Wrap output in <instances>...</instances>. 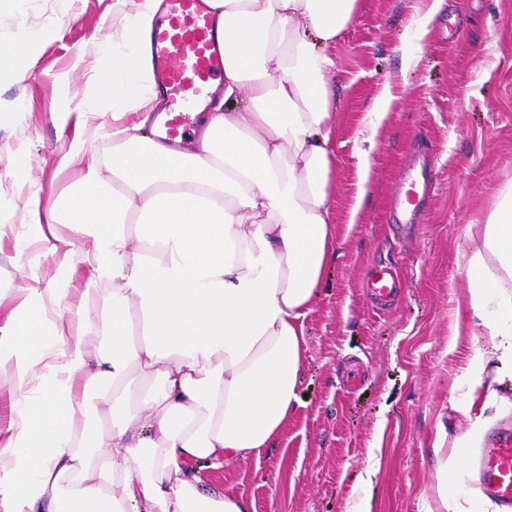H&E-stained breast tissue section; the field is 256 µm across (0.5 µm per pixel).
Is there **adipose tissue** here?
Here are the masks:
<instances>
[{"mask_svg": "<svg viewBox=\"0 0 512 512\" xmlns=\"http://www.w3.org/2000/svg\"><path fill=\"white\" fill-rule=\"evenodd\" d=\"M140 0L94 83L112 151L50 219L86 232V260L112 283L91 340L83 305L29 289L0 335V384L14 398L0 439V512H250L203 473L267 448L295 412L304 319L336 244V43L358 0H209L224 83L198 150L126 123L160 99ZM38 35L0 44V79L25 78ZM133 232H125V225ZM464 254L475 346L454 390L467 408L512 384V181ZM112 382V425L78 424L76 379ZM152 389L128 411L135 383ZM487 421L476 415L435 472V512H498L463 484Z\"/></svg>", "mask_w": 512, "mask_h": 512, "instance_id": "obj_1", "label": "adipose tissue"}]
</instances>
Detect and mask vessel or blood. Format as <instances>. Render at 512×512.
Listing matches in <instances>:
<instances>
[{
    "instance_id": "obj_1",
    "label": "vessel or blood",
    "mask_w": 512,
    "mask_h": 512,
    "mask_svg": "<svg viewBox=\"0 0 512 512\" xmlns=\"http://www.w3.org/2000/svg\"><path fill=\"white\" fill-rule=\"evenodd\" d=\"M157 58L154 81L173 109L164 120L169 137L186 131L184 114L207 106L213 83L224 76V57L215 43L213 17L203 0H167L152 34ZM475 469L484 492L512 508V434L483 448Z\"/></svg>"
}]
</instances>
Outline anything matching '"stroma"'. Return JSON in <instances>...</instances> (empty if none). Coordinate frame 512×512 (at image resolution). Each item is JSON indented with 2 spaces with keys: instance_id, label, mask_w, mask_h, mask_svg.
<instances>
[{
  "instance_id": "1",
  "label": "stroma",
  "mask_w": 512,
  "mask_h": 512,
  "mask_svg": "<svg viewBox=\"0 0 512 512\" xmlns=\"http://www.w3.org/2000/svg\"><path fill=\"white\" fill-rule=\"evenodd\" d=\"M419 0H358L336 45L338 99L330 181L336 251L304 320L302 401L260 456L207 473L244 496L251 512H373L432 506L439 432L466 435L454 393L479 331L468 305L463 252L502 184L512 179V0H445L416 67L403 66ZM138 0H17L0 16V42L19 29L42 35L24 81L0 84V327L28 284L64 288L102 326L112 284L82 261L87 242L57 225L68 264L34 251L26 203L42 208L112 149V125L95 116L88 88L112 35ZM396 97L374 145L363 136L384 85ZM372 178L358 216L350 209L361 155ZM435 175L416 213L389 206L408 156ZM392 266L394 302L377 306L372 265Z\"/></svg>"
}]
</instances>
